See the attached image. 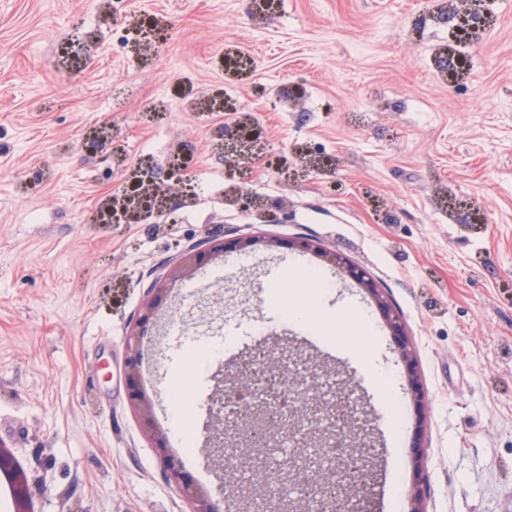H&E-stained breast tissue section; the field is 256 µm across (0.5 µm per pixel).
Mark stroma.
Wrapping results in <instances>:
<instances>
[{
    "instance_id": "stroma-1",
    "label": "stroma",
    "mask_w": 512,
    "mask_h": 512,
    "mask_svg": "<svg viewBox=\"0 0 512 512\" xmlns=\"http://www.w3.org/2000/svg\"><path fill=\"white\" fill-rule=\"evenodd\" d=\"M0 0V443L33 512H191L123 380L151 283L191 245L264 235L223 279L175 283L143 338L166 435L170 393L201 407L258 347L348 381L366 425V512H408L416 409L374 302L392 301L425 394L427 512H512V0ZM484 26L463 32L460 17ZM258 146L228 162L225 127ZM321 307L364 311L373 345L303 336L268 299L295 261ZM387 371L397 406L377 390ZM196 463L217 512L232 469Z\"/></svg>"
}]
</instances>
